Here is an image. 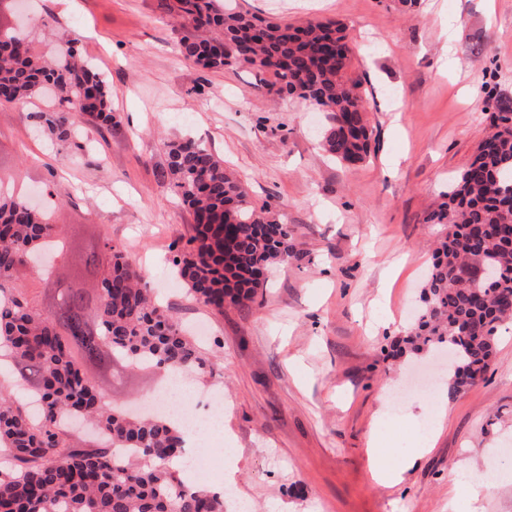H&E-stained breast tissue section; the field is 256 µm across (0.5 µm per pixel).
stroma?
I'll list each match as a JSON object with an SVG mask.
<instances>
[{"mask_svg":"<svg viewBox=\"0 0 512 512\" xmlns=\"http://www.w3.org/2000/svg\"><path fill=\"white\" fill-rule=\"evenodd\" d=\"M169 0H20L7 14L44 54V31L84 35L87 60L112 85L116 123L82 124L68 165L34 112L47 101L0 104V182L54 193L55 224H94L130 257L157 299L186 325L205 321L214 368L197 391L224 394L207 441L252 512H452L464 502L452 469L512 467V332L497 339L482 379L445 399L431 447L421 429L443 381L428 346L409 339L430 240L424 223L492 130L494 100H512V0H236L238 8L302 23L331 19L354 41L376 147L349 167L312 132L324 113L259 87L255 71L207 70L179 56L183 30ZM194 139L223 158L255 203L291 224L299 260L269 274L253 303L218 313L189 294L166 261L194 234L166 175L170 140ZM152 371L114 381V403L139 409ZM403 466L390 486L370 457Z\"/></svg>","mask_w":512,"mask_h":512,"instance_id":"stroma-1","label":"stroma"}]
</instances>
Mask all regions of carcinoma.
<instances>
[{
    "instance_id": "cac0c4a2",
    "label": "carcinoma",
    "mask_w": 512,
    "mask_h": 512,
    "mask_svg": "<svg viewBox=\"0 0 512 512\" xmlns=\"http://www.w3.org/2000/svg\"><path fill=\"white\" fill-rule=\"evenodd\" d=\"M184 20L180 55L204 69L247 67L270 76L276 94L296 95L327 112L319 147L357 166L371 155L373 129L362 81L352 72L353 45L332 22L272 21L214 0H174ZM52 58L0 25V94L21 105L51 95L56 106L33 115L66 144L85 121L112 129V87L81 55L77 32L59 35ZM496 131L481 142L445 201L426 224L446 228L437 240L423 288L416 336L446 343L453 397L473 385L474 365L487 367L496 334L512 326V102L498 100ZM167 176L192 210L189 247L169 261L205 307H245L261 271L299 259L290 225L207 147L165 143ZM109 266L101 270L103 258ZM0 357L16 383L37 394V416L0 393V512H224V494L190 487L175 459L188 432L166 418L130 416L104 404L117 361L167 375L204 372L207 359L178 319L152 300L135 266L91 224H52L48 211L0 187ZM81 417L112 444L93 443L61 426Z\"/></svg>"
}]
</instances>
